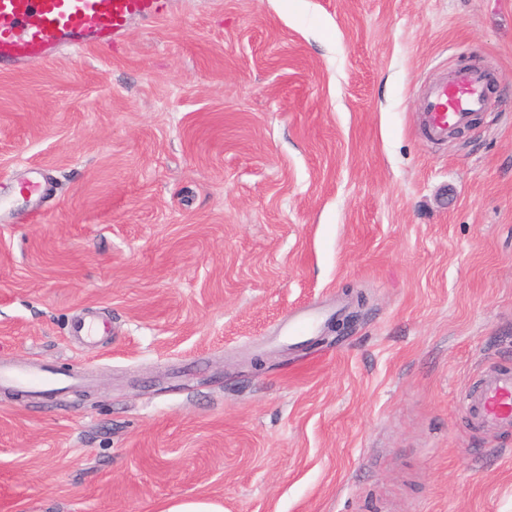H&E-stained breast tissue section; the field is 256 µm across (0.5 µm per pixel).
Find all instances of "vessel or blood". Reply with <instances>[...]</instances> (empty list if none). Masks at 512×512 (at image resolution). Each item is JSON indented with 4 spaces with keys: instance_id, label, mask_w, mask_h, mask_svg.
<instances>
[{
    "instance_id": "1",
    "label": "vessel or blood",
    "mask_w": 512,
    "mask_h": 512,
    "mask_svg": "<svg viewBox=\"0 0 512 512\" xmlns=\"http://www.w3.org/2000/svg\"><path fill=\"white\" fill-rule=\"evenodd\" d=\"M172 6L173 0H0V65L20 68L51 59L64 49L112 44L128 34L133 22L165 18ZM486 83L482 70L463 69L431 88L424 101L429 133L444 138L452 128L467 125L488 105ZM323 317L314 310L289 319V340L310 335ZM71 383L70 375L58 371L0 366V385L52 394ZM462 403L476 429L512 427V370L488 372Z\"/></svg>"
}]
</instances>
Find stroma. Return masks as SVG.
Returning a JSON list of instances; mask_svg holds the SVG:
<instances>
[{
	"instance_id": "obj_1",
	"label": "stroma",
	"mask_w": 512,
	"mask_h": 512,
	"mask_svg": "<svg viewBox=\"0 0 512 512\" xmlns=\"http://www.w3.org/2000/svg\"><path fill=\"white\" fill-rule=\"evenodd\" d=\"M457 67L497 86L436 143ZM36 172L0 364L78 379L0 388V512H512V428L461 405L512 369V0H175L0 70V195ZM353 292L348 336L289 342ZM325 317L320 311H308L288 320V340L293 341L309 336L317 324Z\"/></svg>"
}]
</instances>
